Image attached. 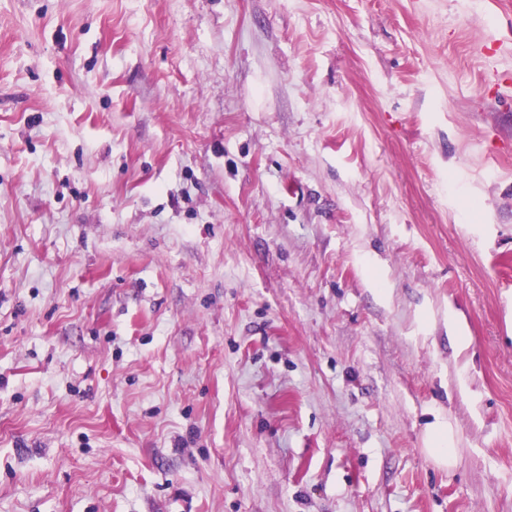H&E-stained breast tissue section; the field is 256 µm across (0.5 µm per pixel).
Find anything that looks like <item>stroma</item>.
Returning a JSON list of instances; mask_svg holds the SVG:
<instances>
[{
	"mask_svg": "<svg viewBox=\"0 0 512 512\" xmlns=\"http://www.w3.org/2000/svg\"><path fill=\"white\" fill-rule=\"evenodd\" d=\"M0 512H512V0H0ZM426 437L428 447L426 448L430 455L440 465H448L454 448V430L447 419L437 418L426 428Z\"/></svg>",
	"mask_w": 512,
	"mask_h": 512,
	"instance_id": "stroma-1",
	"label": "stroma"
}]
</instances>
